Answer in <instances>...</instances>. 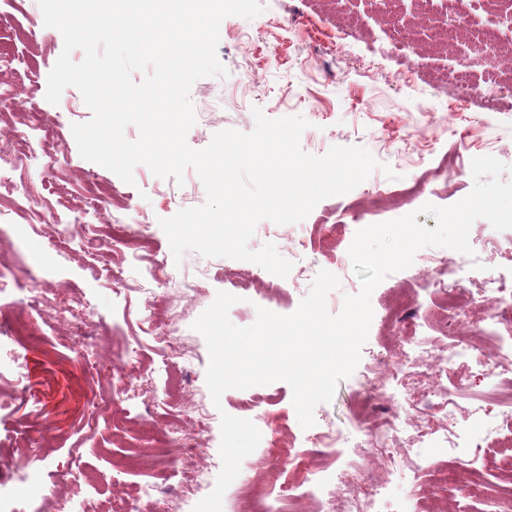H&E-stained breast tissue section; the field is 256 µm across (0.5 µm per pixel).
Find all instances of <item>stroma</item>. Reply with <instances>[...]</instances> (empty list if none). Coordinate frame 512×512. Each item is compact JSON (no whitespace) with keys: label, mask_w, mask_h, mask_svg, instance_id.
<instances>
[{"label":"stroma","mask_w":512,"mask_h":512,"mask_svg":"<svg viewBox=\"0 0 512 512\" xmlns=\"http://www.w3.org/2000/svg\"><path fill=\"white\" fill-rule=\"evenodd\" d=\"M263 3L264 12L254 19L223 20L218 57L227 73L193 85L196 123L188 144L204 148L224 129L251 132L257 107L272 119L304 117L309 127L300 142L310 154L361 146L379 164L352 191L322 200L300 222L257 224L250 249L273 243L293 264L274 288L271 273L252 262L193 251L174 260L159 221L183 206L206 203L195 171L187 170L179 183L140 165L129 185L83 159L71 126L88 121L92 113L80 92L65 88L56 105L45 98L48 75L63 50L61 33L45 27L38 0H0V35L8 37L14 58L13 64L0 67V87L10 91L14 111L46 112L53 119L52 130L42 138L41 162L16 171L31 186L36 203L25 225L0 232V273L9 283L0 292V314L22 315L36 331L32 340L0 334V507L35 512L58 483L67 512H111L116 497L135 503L137 512H192L194 500L168 496L185 471L165 465L164 455L178 438L177 425L192 418L191 402L198 401L210 416L199 436L206 460H220L221 413L250 419L261 433L258 447L243 460L223 496L222 512H238L243 485L265 484L293 472L288 445L306 431L297 420L292 390L281 381L228 390L220 404H213L205 381L207 344L192 324L217 292L237 296L229 317L234 325L247 327L261 307L293 313L325 269L340 279L339 290L328 297L329 311L339 313L344 295L360 289L348 254L359 229L411 212L418 223L435 227L421 206L445 207L466 197L474 184L469 164L475 157L498 158L507 166L503 180L512 181V40L498 39L491 58L475 45L478 27L503 26L493 0ZM462 65L479 86V96L449 84V71ZM92 179L112 185L100 224L85 226L71 248L54 246L44 227L68 210L85 207ZM416 179L425 182L422 192L401 196L403 186ZM115 220L130 226L129 241L95 245L101 223ZM469 241L484 262L466 282L467 291L480 293L491 279L512 282V230L499 231L479 219ZM433 253L435 263L415 258L376 287L360 362L339 382L332 401L316 408V425L347 434L363 427L366 416L396 410L428 435L422 454L395 453L403 472L387 493L398 512H504L512 492L500 488L494 460L512 455V429L500 428L487 438L484 493L462 495L464 464L457 467L455 483L437 486L449 426L470 423L473 409L490 396L498 378H512V363L497 357L488 338L471 336L467 329L492 315L491 305L425 325V313L436 303L434 283L449 285L455 279L448 249L437 247ZM158 260L177 273V282L149 294L141 288L142 276ZM118 267L126 272L120 286L103 274ZM46 288L59 290L74 324H88L97 366L83 362L72 337L46 312L25 306L26 296ZM402 299L408 320L421 325L415 340L435 359L421 368L410 398L393 406L376 396L375 388L412 340L403 325L386 323L389 306ZM466 338L476 344L479 363L443 365L440 355L449 340ZM173 343L195 353L178 388L172 384ZM435 388L447 389L454 411L421 405L422 395ZM179 395L188 407L176 413L166 399ZM87 404L100 408L96 425L87 423ZM77 454L93 481L60 483L59 470ZM148 481L162 487V495L141 498Z\"/></svg>","instance_id":"35a3bbf8"}]
</instances>
